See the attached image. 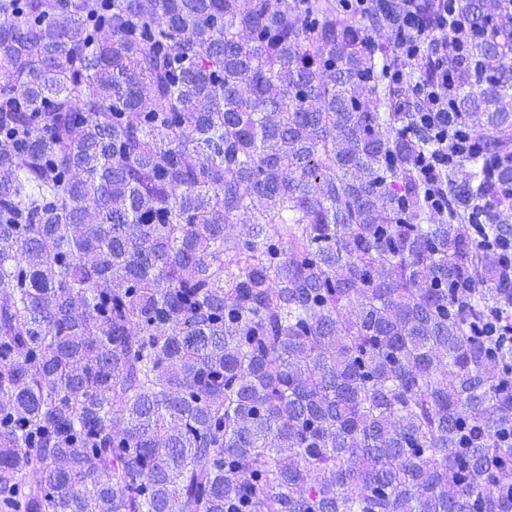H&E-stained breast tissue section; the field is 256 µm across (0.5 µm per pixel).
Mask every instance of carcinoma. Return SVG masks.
Listing matches in <instances>:
<instances>
[{"instance_id":"cac0c4a2","label":"carcinoma","mask_w":512,"mask_h":512,"mask_svg":"<svg viewBox=\"0 0 512 512\" xmlns=\"http://www.w3.org/2000/svg\"><path fill=\"white\" fill-rule=\"evenodd\" d=\"M456 110L512 153V0ZM336 0H0V512H512V295ZM510 306V307H509ZM505 308H510L512 311V304L508 301H505L504 304L501 305V307L491 306L482 315L483 325L482 329L485 331V329H488L486 336H510L512 338V318L510 319V322H506V325H504L501 330V327L499 325L502 324L503 321V312H505Z\"/></svg>"}]
</instances>
